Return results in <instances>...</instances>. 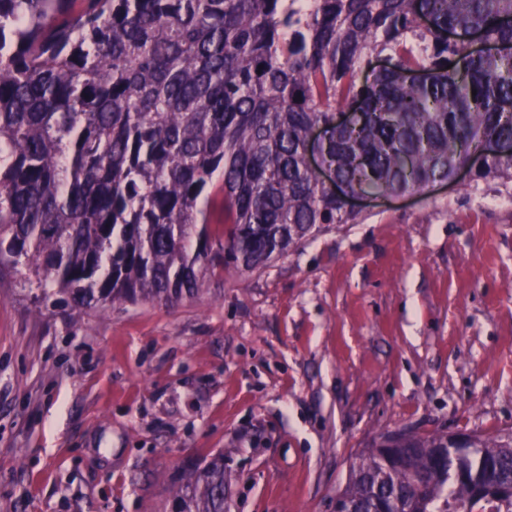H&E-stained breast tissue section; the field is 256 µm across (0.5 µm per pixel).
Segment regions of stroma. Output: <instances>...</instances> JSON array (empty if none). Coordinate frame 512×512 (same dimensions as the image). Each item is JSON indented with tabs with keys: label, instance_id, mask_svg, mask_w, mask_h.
I'll return each instance as SVG.
<instances>
[{
	"label": "stroma",
	"instance_id": "35a3bbf8",
	"mask_svg": "<svg viewBox=\"0 0 512 512\" xmlns=\"http://www.w3.org/2000/svg\"><path fill=\"white\" fill-rule=\"evenodd\" d=\"M512 430V198L374 202L174 306L74 319L0 270V512H173L224 456V512H333L380 434Z\"/></svg>",
	"mask_w": 512,
	"mask_h": 512
}]
</instances>
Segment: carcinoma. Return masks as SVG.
I'll use <instances>...</instances> for the list:
<instances>
[{"mask_svg": "<svg viewBox=\"0 0 512 512\" xmlns=\"http://www.w3.org/2000/svg\"><path fill=\"white\" fill-rule=\"evenodd\" d=\"M512 0H0V266L74 314L175 304L375 200L471 169L512 196ZM349 114L345 124L336 113ZM318 152L343 187L320 184ZM224 193V257L207 188ZM402 434L358 457L352 512H512V431ZM177 512H224V456Z\"/></svg>", "mask_w": 512, "mask_h": 512, "instance_id": "carcinoma-1", "label": "carcinoma"}]
</instances>
